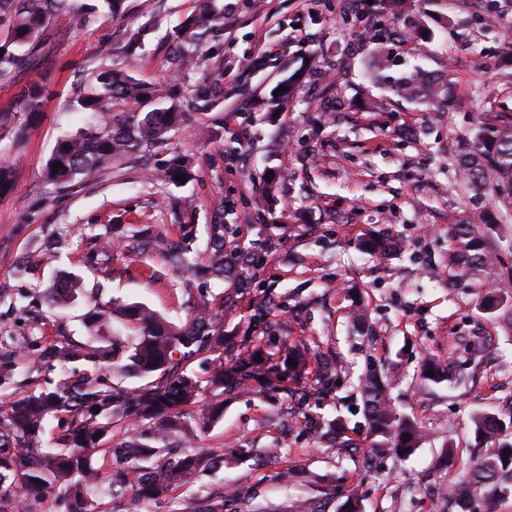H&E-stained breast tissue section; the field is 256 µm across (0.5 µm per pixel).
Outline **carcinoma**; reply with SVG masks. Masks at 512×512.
<instances>
[{
  "mask_svg": "<svg viewBox=\"0 0 512 512\" xmlns=\"http://www.w3.org/2000/svg\"><path fill=\"white\" fill-rule=\"evenodd\" d=\"M71 12L88 23L98 8L84 0H0V27L8 36L0 41V80L11 77L20 65L35 66L40 60L43 35L53 17ZM220 11L213 0L187 18L172 34L177 46L174 61L185 67L190 57L185 49L195 45L207 32H220ZM450 79L424 86L418 76L406 77L396 91L416 97L434 98L447 89ZM43 87L35 82L24 91L20 111L31 122L38 116ZM124 106L121 119H112V106ZM69 108L90 112L98 119L77 134L60 139L45 167V179L52 184H69L95 178L112 158L140 151L159 143L182 120L183 113L171 90L142 82L132 74L105 65L90 73L89 84L74 91ZM62 163L58 170L53 165ZM463 174V187L488 186L502 203L500 212L485 216L487 229L512 221V122L482 121L475 128L474 143L456 160ZM176 175L191 178L185 157L177 156L161 171L160 179L178 183ZM179 236H147L137 227L129 229V247L157 251L176 268L193 269L198 264L192 247L196 240L194 225H178ZM455 244L448 252V277L456 280L473 278L492 264L491 243L475 224H458L453 233ZM363 249L381 258L401 250L398 242L383 236L368 237ZM206 264L204 269L214 279L222 280L230 262L224 254V225L207 227ZM80 291V280L65 275L47 288L49 303L64 308ZM501 298L500 281L488 285L480 296L479 306L512 327V306ZM128 322L135 336L127 342L118 337L110 340L99 335L101 327L112 318ZM85 327L96 342L89 348L54 344L49 361L36 362L32 370L53 369L59 364L66 373L56 383L33 387L27 395L0 404V490L12 495L11 508L0 512H31L47 490L57 492L70 502V512H100L91 498L90 488L104 485L112 499L130 494L128 512H138L146 503L164 497L174 477H192L224 464V457L213 452L182 453L173 450L170 437L181 434L188 439L194 431H205L224 415V393L245 389H271L275 386L273 368L259 349L246 350L224 361V299L201 297L194 305L191 318L178 326L152 309L137 304L100 305L86 320ZM488 339L475 337L470 346L469 364L477 366L486 352ZM198 362L199 371L187 373L184 365ZM320 380L329 388L338 378L339 363L316 356ZM433 371L434 376L426 375ZM421 376L440 384H465L466 377L451 369L439 358L427 357ZM128 379L146 383L129 391L118 385ZM212 395L210 407L199 417L188 412L204 391ZM363 400L372 447L384 453L393 451L399 458L411 456L421 440V427L397 412L389 399V383L372 370L358 384ZM100 411H95V408ZM56 419L64 430L56 437L59 450L42 448L45 422ZM133 420L142 425L132 439L112 442V427ZM475 439L491 442L494 450L470 457L469 468L457 491L448 499V512H475L478 499L512 496V416L480 411L472 418ZM409 441H403V436ZM509 456H503L504 450ZM103 458L126 459L131 465L119 474L107 476L99 461Z\"/></svg>",
  "mask_w": 512,
  "mask_h": 512,
  "instance_id": "carcinoma-1",
  "label": "carcinoma"
}]
</instances>
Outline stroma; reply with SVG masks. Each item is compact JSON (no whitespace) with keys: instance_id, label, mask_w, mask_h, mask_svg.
<instances>
[{"instance_id":"35a3bbf8","label":"stroma","mask_w":512,"mask_h":512,"mask_svg":"<svg viewBox=\"0 0 512 512\" xmlns=\"http://www.w3.org/2000/svg\"><path fill=\"white\" fill-rule=\"evenodd\" d=\"M494 27L460 26L454 0H408L391 12L362 0H216L220 37L204 38L188 69L171 64L172 32L197 12L200 0H125L119 15L84 24L74 14L52 21L38 67H20L0 81V113L13 112L24 89L46 87L42 112L22 139H0L15 168L0 195V349L26 372L55 337L87 340L84 315L92 293L102 301L140 302L182 324L198 294L224 297L225 357L262 346L284 370L288 350L304 343L340 359V377L318 395L317 367L302 379L286 376L282 390L224 398V418L195 446L223 455L224 464L176 482L144 512H189L217 492L238 496L240 512H293L315 498L324 512H341L358 494L363 512H441L428 489H451L465 474L474 442L471 417L502 407L499 381L512 382V329L477 304L474 282L449 279L445 267L453 224L480 223L494 199L466 190L454 157L480 120H512V0H481ZM151 32L135 63L123 49L143 25ZM426 33L402 41L417 28ZM131 68L137 78L180 93L184 119L158 144L113 158L89 182L48 183L44 168L56 142L88 118L67 100L100 65ZM451 76L449 103L410 101L394 85L413 71ZM292 80L280 113L269 110L272 89ZM206 86L211 102L194 109L192 91ZM179 154L190 156L194 178L183 185L153 180ZM176 235L181 224L224 227V249L252 255L221 280L185 290L186 270L158 253L113 245L109 264L79 265L92 235L129 225ZM399 239L386 259L365 252L366 234ZM28 261L17 277L15 267ZM79 275L83 290L68 308L51 309L44 290L58 272ZM252 286L239 290L237 280ZM369 310V328L354 327L356 301ZM265 315L272 327L261 337ZM483 334L494 348L474 386L454 389L421 380L426 356L465 360L460 339ZM384 370L395 408L414 418L423 439L401 459L361 456L331 447L315 426L341 420L345 438L360 447L371 437L357 385L370 369ZM309 392L288 413L289 390ZM279 446L259 462L239 463L247 448ZM454 447L448 462L442 450Z\"/></svg>"}]
</instances>
